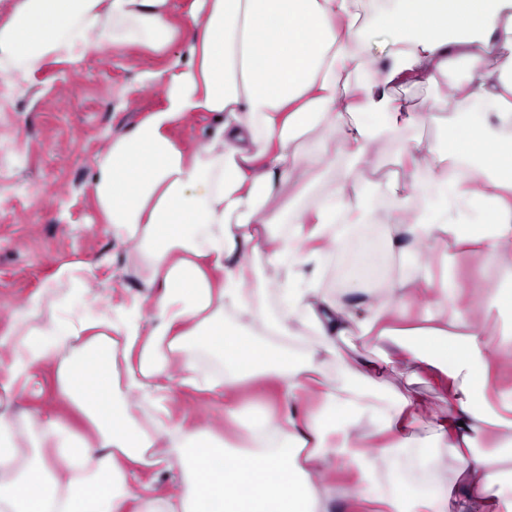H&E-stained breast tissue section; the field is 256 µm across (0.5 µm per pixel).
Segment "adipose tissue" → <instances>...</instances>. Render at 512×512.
Returning a JSON list of instances; mask_svg holds the SVG:
<instances>
[{
    "instance_id": "ef3b65f1",
    "label": "adipose tissue",
    "mask_w": 512,
    "mask_h": 512,
    "mask_svg": "<svg viewBox=\"0 0 512 512\" xmlns=\"http://www.w3.org/2000/svg\"><path fill=\"white\" fill-rule=\"evenodd\" d=\"M174 8L23 0L0 27L11 78L111 45L160 53L179 29L189 54L157 72L164 106L113 138L90 182L114 237L140 244L152 311L139 294L112 304L89 264L67 262L0 335V391L35 389L55 363L95 432L0 413V512H333L339 495L350 512H512V386L496 377L512 364V0H193L178 28ZM404 85L448 109L446 138L412 137L425 116ZM192 112L221 121L188 150L171 131ZM391 141L400 179L377 175ZM293 180L297 197L281 200ZM259 224L288 231L261 237ZM439 243L497 268V291L436 272L424 254ZM349 336L355 360L337 348ZM384 339L392 351L373 354ZM179 354L195 390L268 378L282 410L255 414L237 446L175 421L161 382ZM399 365L445 405L427 426L419 392L386 386ZM479 436L490 450L474 451ZM172 468L180 496L139 479Z\"/></svg>"
}]
</instances>
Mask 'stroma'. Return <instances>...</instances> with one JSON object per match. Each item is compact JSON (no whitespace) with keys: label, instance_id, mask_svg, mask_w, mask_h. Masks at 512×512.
Returning <instances> with one entry per match:
<instances>
[{"label":"stroma","instance_id":"stroma-1","mask_svg":"<svg viewBox=\"0 0 512 512\" xmlns=\"http://www.w3.org/2000/svg\"><path fill=\"white\" fill-rule=\"evenodd\" d=\"M186 57L181 40L164 53L110 46L79 61L48 60L19 85L0 76V334L67 261L90 263L99 291L112 303L142 292L138 245L116 239L101 222L89 183L113 137L163 105L164 84L144 80V73ZM182 378L181 367H173V416L208 424L232 445L241 441L242 421L280 404L271 382L246 381L237 389L233 417L223 399L183 386ZM40 381L37 397L0 393V412L52 418L91 434L61 394L52 367L44 368Z\"/></svg>","mask_w":512,"mask_h":512}]
</instances>
